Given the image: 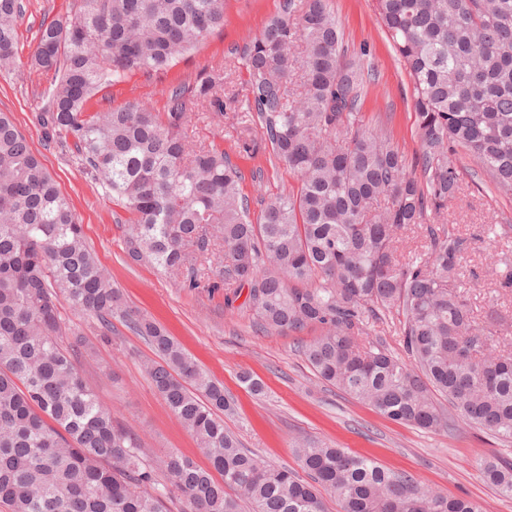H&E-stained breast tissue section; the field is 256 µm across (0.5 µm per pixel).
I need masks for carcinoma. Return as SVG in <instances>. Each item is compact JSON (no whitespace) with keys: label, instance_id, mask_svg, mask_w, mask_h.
<instances>
[{"label":"carcinoma","instance_id":"1","mask_svg":"<svg viewBox=\"0 0 512 512\" xmlns=\"http://www.w3.org/2000/svg\"><path fill=\"white\" fill-rule=\"evenodd\" d=\"M226 0H78L43 20L31 65L53 73L37 124L69 149L124 209V244L148 261L211 287L222 274L265 333L319 334L299 346L317 376L387 419L445 431L452 411L512 444V342L479 325L460 272L467 243L445 220L461 190L457 149L512 196V0H375L407 71L420 153L409 170L389 137L365 129L363 74L343 61L331 0H283L242 54L172 88L168 111L136 104L91 112L112 77L163 72L224 27ZM24 0H0V71L18 55ZM246 73L239 134L260 129L296 191L256 219L242 170L216 144L194 140L206 111L236 95ZM425 227L423 249L397 255L399 233ZM119 318L151 346L144 370L207 458L173 452L155 466L146 442L112 419L87 385L62 303ZM402 314L405 356L364 342L369 322ZM443 397L449 409L442 408ZM231 401L155 321L126 305L87 246L57 181L0 112V507L5 512H482L410 473L321 441L298 439L311 481L268 464L224 428ZM483 479L512 499V463L487 460Z\"/></svg>","mask_w":512,"mask_h":512}]
</instances>
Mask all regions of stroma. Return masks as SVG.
Instances as JSON below:
<instances>
[{
    "instance_id": "obj_1",
    "label": "stroma",
    "mask_w": 512,
    "mask_h": 512,
    "mask_svg": "<svg viewBox=\"0 0 512 512\" xmlns=\"http://www.w3.org/2000/svg\"><path fill=\"white\" fill-rule=\"evenodd\" d=\"M76 0H26L18 25L19 56L12 70L0 72V112L13 116L19 130L39 153L61 190L70 198L85 239L98 260L112 272L127 303L152 316L199 367L222 384L233 403L224 418L243 447L270 464L293 472L301 467L292 445L307 438L377 460L384 467L413 474L443 494L476 500L483 512H512V500L500 497L479 475L485 456L512 461V444L491 433L456 422L451 432H430L390 421L349 395L323 383L300 355L298 334L256 331L253 316L241 302H227L224 288H185L148 263L127 262L123 231L127 215L80 169L70 154L46 143L34 115L51 78L30 65V52L42 18L65 14ZM281 0H227L224 26L165 73L131 72L114 79L92 101L103 112L128 103L154 112L167 110L169 90L195 82L205 69L223 62L229 51L244 50L280 10ZM343 32L345 58L368 61L360 111L365 125L390 136L407 157L419 151L410 78L379 25L373 0H331ZM231 113L214 114L199 123L200 140L223 147L245 174L242 191L252 212L264 201L295 187L296 179L264 149L244 150L231 128ZM468 168L463 189L448 205L447 220L467 237L469 250L463 286L480 323L512 336V291L500 280L512 268V198L499 196L489 177ZM74 338L81 341L86 381L110 408L113 419L140 435L152 460L172 451L199 465L207 460L191 435L170 413L141 364L151 349L120 320L102 335L96 318L70 315ZM250 372L265 385L263 396L247 392L238 376Z\"/></svg>"
}]
</instances>
